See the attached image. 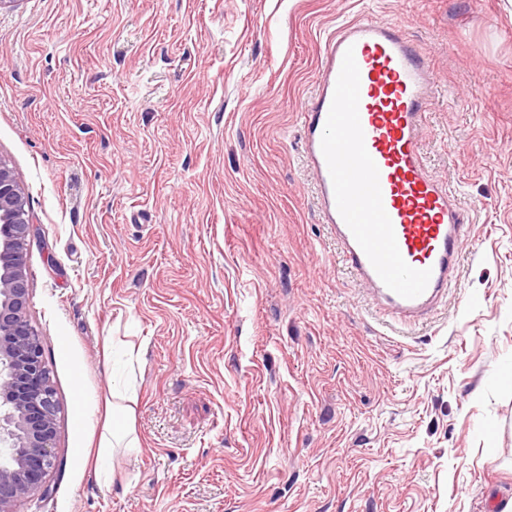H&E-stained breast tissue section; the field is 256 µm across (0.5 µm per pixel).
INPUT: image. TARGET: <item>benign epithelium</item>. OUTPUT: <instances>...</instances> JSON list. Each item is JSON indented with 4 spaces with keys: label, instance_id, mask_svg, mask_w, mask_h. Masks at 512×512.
Masks as SVG:
<instances>
[{
    "label": "benign epithelium",
    "instance_id": "7a95c632",
    "mask_svg": "<svg viewBox=\"0 0 512 512\" xmlns=\"http://www.w3.org/2000/svg\"><path fill=\"white\" fill-rule=\"evenodd\" d=\"M36 236L22 188L0 159V512L45 492L56 466L58 404L27 317L26 266Z\"/></svg>",
    "mask_w": 512,
    "mask_h": 512
}]
</instances>
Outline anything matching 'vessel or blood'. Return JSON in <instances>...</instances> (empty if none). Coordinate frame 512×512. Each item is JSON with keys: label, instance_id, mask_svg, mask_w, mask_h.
Returning <instances> with one entry per match:
<instances>
[{"label": "vessel or blood", "instance_id": "obj_1", "mask_svg": "<svg viewBox=\"0 0 512 512\" xmlns=\"http://www.w3.org/2000/svg\"><path fill=\"white\" fill-rule=\"evenodd\" d=\"M433 98L426 53L398 23L367 14L326 37L320 82L301 114L317 205L343 263L406 320L444 296L469 222L424 161Z\"/></svg>", "mask_w": 512, "mask_h": 512}]
</instances>
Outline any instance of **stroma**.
Wrapping results in <instances>:
<instances>
[{"label":"stroma","mask_w":512,"mask_h":512,"mask_svg":"<svg viewBox=\"0 0 512 512\" xmlns=\"http://www.w3.org/2000/svg\"><path fill=\"white\" fill-rule=\"evenodd\" d=\"M368 13L427 52L425 161L472 220L411 326L344 267L299 142L327 34ZM0 159L60 406L17 512H512V0H18ZM130 355L140 446L105 485L76 456Z\"/></svg>","instance_id":"35a3bbf8"}]
</instances>
